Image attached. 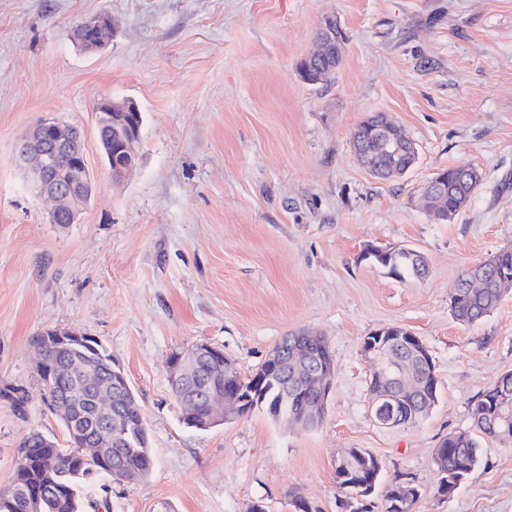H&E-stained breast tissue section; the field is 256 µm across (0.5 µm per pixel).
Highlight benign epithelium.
<instances>
[{
  "label": "benign epithelium",
  "instance_id": "7a95c632",
  "mask_svg": "<svg viewBox=\"0 0 512 512\" xmlns=\"http://www.w3.org/2000/svg\"><path fill=\"white\" fill-rule=\"evenodd\" d=\"M338 21L326 17L319 26L317 48L309 55L321 65L305 72L301 77L311 85L323 84L336 73L341 63L340 45L331 38L336 33ZM82 32L94 34L91 49L99 50L112 37V15L103 13L85 18L76 24ZM96 111L110 116L117 112L122 123L116 129L121 143V158L109 157L112 175L120 177L131 169L137 160V122L140 110L132 101L114 102L104 97L96 105ZM379 131L386 136L387 149L393 153L409 155L415 151L414 141L392 123L387 116L381 117ZM74 126L60 120H40L20 138L16 146L19 163L31 176L34 193L53 203L49 220L53 224H75L83 206L93 190V175L84 154L74 139ZM70 159L68 181L60 178L59 159ZM89 335L74 329H48L46 343L64 344L73 359L63 363H50L43 347H35L37 375L47 383H66V400L56 409L70 429L82 437L80 456H112L111 419H120L123 406H136L134 392L124 372L112 369V358L96 359L84 353ZM321 337L300 332L284 338L283 348L270 357L271 363L252 377L258 384L274 375L279 378L280 395L287 400L297 391L310 390L305 414L318 420L323 418L326 403L332 389L333 360L323 359L314 351L310 342ZM414 345L401 352L390 347L364 345L362 350L373 367V377L378 384L370 386L369 411L374 422L381 428L397 429L405 423L402 408L421 390L418 370L420 358L428 354V348L418 337L411 338ZM221 360L224 364V389L219 390L209 379L201 378L202 367ZM235 365L224 352L206 342H200L187 350L171 356L169 378L175 390V398L183 410V416L194 418L197 402L207 401L209 418L217 422L223 418L237 417L239 405L248 401L240 397L241 390L230 385ZM491 421L497 440H512V391L499 390L493 394ZM109 479L130 482L134 480L125 465L118 460L108 464L104 471ZM45 494L24 488L17 482L0 489V500L13 507L23 503L25 512H41Z\"/></svg>",
  "mask_w": 512,
  "mask_h": 512
}]
</instances>
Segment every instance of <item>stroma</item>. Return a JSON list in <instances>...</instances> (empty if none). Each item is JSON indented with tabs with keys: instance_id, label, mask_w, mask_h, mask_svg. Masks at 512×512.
<instances>
[{
	"instance_id": "35a3bbf8",
	"label": "stroma",
	"mask_w": 512,
	"mask_h": 512,
	"mask_svg": "<svg viewBox=\"0 0 512 512\" xmlns=\"http://www.w3.org/2000/svg\"><path fill=\"white\" fill-rule=\"evenodd\" d=\"M110 13L101 51H83L74 21ZM345 35L334 79L311 85L297 66L320 21ZM133 100L139 159L114 179L95 132L101 98ZM389 114L414 140L415 167L381 180L351 134ZM84 133L92 197L74 224L15 161L39 119ZM482 176L453 221L418 205L436 172ZM410 247L425 278L361 260L365 247ZM512 246V0H0V389L25 386L26 418L0 398V487L20 438L37 430L67 447L38 395L31 343L49 328L98 339L147 422L153 456L137 482L87 488L84 512H383L389 486L419 491L412 512H512V447L450 496L432 453L470 429L474 403L512 371V291L465 326L448 308L460 273ZM397 325L420 337L439 380L429 415L382 429L369 413L372 368L362 342ZM311 331L330 348L334 380L313 428L257 410L206 431L187 427L168 384L173 353L206 342L250 376L282 337ZM376 455L374 492L343 506L336 459Z\"/></svg>"
}]
</instances>
